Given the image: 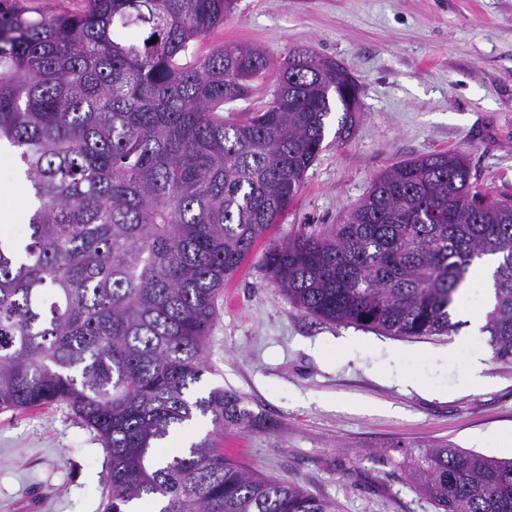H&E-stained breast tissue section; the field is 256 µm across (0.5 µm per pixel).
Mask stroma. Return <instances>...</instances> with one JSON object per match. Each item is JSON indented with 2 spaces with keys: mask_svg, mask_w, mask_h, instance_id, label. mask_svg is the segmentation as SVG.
Masks as SVG:
<instances>
[{
  "mask_svg": "<svg viewBox=\"0 0 512 512\" xmlns=\"http://www.w3.org/2000/svg\"><path fill=\"white\" fill-rule=\"evenodd\" d=\"M228 42L275 61L308 48L357 78L360 122L323 150L281 224L225 284L206 343L201 392L241 397L253 421L225 431V453L295 482L335 512H439L415 486L414 460L440 445L512 457V360L486 350L469 373L466 313L457 332L387 336L299 310L262 266L268 243L325 235L393 163L463 153L480 191L512 198V0H237L198 55ZM106 451L62 406L0 412V512H101Z\"/></svg>",
  "mask_w": 512,
  "mask_h": 512,
  "instance_id": "stroma-1",
  "label": "stroma"
}]
</instances>
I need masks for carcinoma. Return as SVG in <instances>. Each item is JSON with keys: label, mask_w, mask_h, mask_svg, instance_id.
<instances>
[{"label": "carcinoma", "mask_w": 512, "mask_h": 512, "mask_svg": "<svg viewBox=\"0 0 512 512\" xmlns=\"http://www.w3.org/2000/svg\"><path fill=\"white\" fill-rule=\"evenodd\" d=\"M234 0H89L30 15L0 0V141L19 149L34 204L23 242L0 239V411L62 404L107 451L104 512H334L288 480L224 455L208 434L156 454L198 416L245 427L240 399L195 387L224 283L281 223L317 160L358 120L342 63L297 49L194 43ZM137 26L138 38L122 29ZM155 43H150L151 39ZM272 78L260 109L224 106ZM493 256L483 331L512 360V201L476 191L459 152L402 160L323 236L273 244L263 267L318 319L390 336L457 330L450 309L470 267ZM442 512H512V461L442 445L412 467Z\"/></svg>", "instance_id": "1"}]
</instances>
